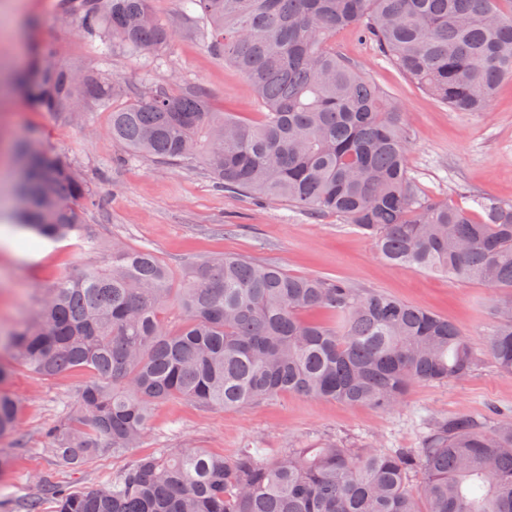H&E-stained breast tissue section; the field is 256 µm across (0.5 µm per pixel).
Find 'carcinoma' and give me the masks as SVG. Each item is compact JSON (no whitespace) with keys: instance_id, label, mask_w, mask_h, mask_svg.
<instances>
[{"instance_id":"carcinoma-1","label":"carcinoma","mask_w":512,"mask_h":512,"mask_svg":"<svg viewBox=\"0 0 512 512\" xmlns=\"http://www.w3.org/2000/svg\"><path fill=\"white\" fill-rule=\"evenodd\" d=\"M99 61H158L175 31L151 0H64ZM207 48L250 84L259 118L214 112L198 86L147 82L133 99L112 73L57 62L31 46L16 90L53 114L94 104L132 158L201 165L219 187L336 214L374 238L391 265L476 281L500 293L484 347L512 375V200L483 214L423 196L407 164L405 116L336 51L354 26L409 82L461 112H480L512 77V0H185ZM16 225L48 241L84 228L101 199L71 159L34 137L13 143ZM181 311L169 325L165 308ZM479 356L447 318L381 291L297 276L234 255L191 263L176 279L148 248L112 245L110 263L60 276L34 316L0 337V440L15 432L14 366L40 379L86 375L75 406L44 430L56 466L138 447L151 411L178 398L206 410L282 393L399 409L420 382L467 378ZM498 413L430 424L420 448L355 451L325 440L266 460L160 448L89 490L49 478L21 512H512V422ZM422 474L416 489L408 476Z\"/></svg>"}]
</instances>
